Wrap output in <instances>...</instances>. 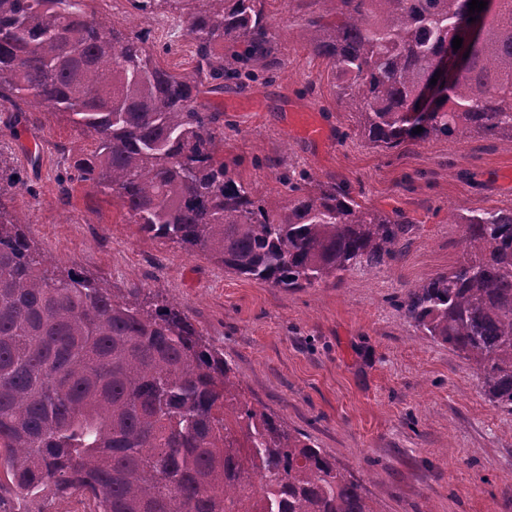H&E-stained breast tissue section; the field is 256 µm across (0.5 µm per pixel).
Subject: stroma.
<instances>
[{
	"label": "stroma",
	"mask_w": 512,
	"mask_h": 512,
	"mask_svg": "<svg viewBox=\"0 0 512 512\" xmlns=\"http://www.w3.org/2000/svg\"><path fill=\"white\" fill-rule=\"evenodd\" d=\"M92 7L106 22L150 30L155 46L175 43L161 65L193 70L185 29L141 17L128 0ZM311 8L312 0H267L277 63L242 89L205 92L198 103L219 113L220 154L255 197L287 198L282 177L291 170L344 182L362 206L414 221L402 260L287 291L145 236L88 184L73 183L61 205L67 155L94 145L63 115L0 112V159L27 185L13 207L51 260L180 303L232 364L244 397L353 472L381 512H512V415L488 402L458 353L397 308L410 285L460 261L463 227L449 223V211L512 206V144L476 136L393 150L370 144L327 60L297 37ZM298 113L322 126L321 140L303 137Z\"/></svg>",
	"instance_id": "stroma-1"
}]
</instances>
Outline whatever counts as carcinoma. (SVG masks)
<instances>
[{
  "mask_svg": "<svg viewBox=\"0 0 512 512\" xmlns=\"http://www.w3.org/2000/svg\"><path fill=\"white\" fill-rule=\"evenodd\" d=\"M91 0H0V112L62 114L95 135L69 156L79 181L115 197L140 232L224 270L298 290L400 260L413 222L362 207L347 186L288 176L285 201L255 199L224 166L203 80L264 71L277 42L266 0H128L171 14L194 44L190 75L162 67L149 32L108 26ZM298 36L328 59L375 146L512 144V0L469 43L471 0H330ZM468 67L430 118L410 122L435 61ZM227 45L226 54L217 51ZM422 132H416V127ZM27 189L0 164V472L26 498L88 495L93 512H381L363 485L298 429L243 397L224 352L177 304H147L53 265L8 200ZM462 260L406 289L397 307L465 359L512 414V207L460 209Z\"/></svg>",
  "mask_w": 512,
  "mask_h": 512,
  "instance_id": "cac0c4a2",
  "label": "carcinoma"
}]
</instances>
